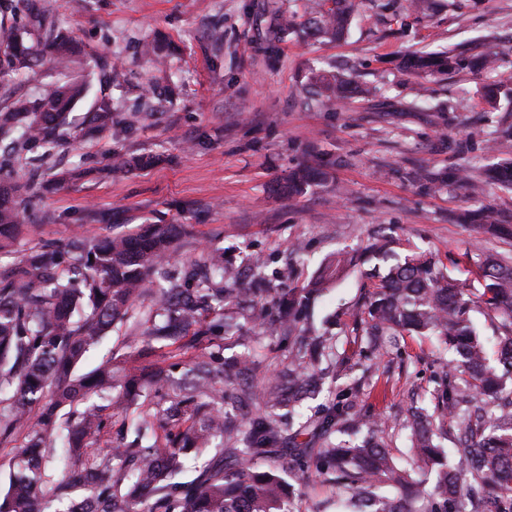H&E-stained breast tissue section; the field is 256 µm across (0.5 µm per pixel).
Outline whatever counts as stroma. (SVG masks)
Masks as SVG:
<instances>
[{
	"label": "stroma",
	"instance_id": "stroma-1",
	"mask_svg": "<svg viewBox=\"0 0 512 512\" xmlns=\"http://www.w3.org/2000/svg\"><path fill=\"white\" fill-rule=\"evenodd\" d=\"M269 0H47L54 28L78 41L80 63L69 73L41 65L0 78V107L33 98L48 83L83 80L87 96L69 114L80 128L97 97L116 107L111 134L73 136L52 155L28 145L50 173L74 169L81 177L53 190L27 194V229L0 267L30 248L65 242L75 231L104 236L139 224H184L165 275L140 300L153 304L156 288L173 279L195 287L188 262L219 249L234 265L264 255L271 288L291 287L283 277L295 262L305 279L336 250L362 248L381 230L440 259L473 246L510 254L512 243L478 233L453 219L471 205L467 184L430 189L418 169L465 168L478 174L497 156L493 131L512 124V107L490 110L485 72L463 71L430 81L444 112L408 111L412 84L396 67L398 57L459 43L479 42L497 52L512 71V0H428L425 12L408 0H362L345 39L287 37L274 56L262 45L270 21ZM158 36L170 56L158 71L140 57L139 45ZM347 65L375 95L325 105L305 89L310 67ZM152 156L133 173H110L113 152ZM328 162L327 179L288 198L272 183L305 163L310 153ZM363 280L349 273L330 285L316 304L314 323L325 328L336 313L351 311ZM137 366L163 364L161 351L144 353L109 333L82 362L89 371L111 355ZM436 340H407L403 356L383 354L375 373L382 384L368 403L386 426L393 454L405 457L409 442L403 411L412 393L430 387L439 369Z\"/></svg>",
	"mask_w": 512,
	"mask_h": 512
}]
</instances>
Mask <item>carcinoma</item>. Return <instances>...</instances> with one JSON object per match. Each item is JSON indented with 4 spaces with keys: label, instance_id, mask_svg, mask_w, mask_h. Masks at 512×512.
Returning <instances> with one entry per match:
<instances>
[{
    "label": "carcinoma",
    "instance_id": "obj_1",
    "mask_svg": "<svg viewBox=\"0 0 512 512\" xmlns=\"http://www.w3.org/2000/svg\"><path fill=\"white\" fill-rule=\"evenodd\" d=\"M355 0H306L304 10L272 12L267 50L285 35L313 32L340 38L355 12ZM167 45L153 39L141 55L155 61ZM77 48L53 30L32 46L24 33L0 20V75L19 73L44 60L66 71ZM479 44L419 51L401 59L400 70L423 81L465 69L500 76L488 90L512 104V73ZM309 88L331 103L348 104L366 94L351 77L316 72ZM89 85L49 86L34 100L0 109V253L23 234V200L11 182L12 162L29 143L45 152L60 142L69 110ZM112 99L101 97L89 126L112 130ZM152 158L112 154V169L148 167ZM315 160L288 172L277 191L303 194L324 177ZM473 196L496 185L512 192V161L471 178ZM493 237H511L512 222L480 203L458 215ZM183 228L140 224L132 232L88 239L75 236L67 249L45 243L0 272V443L24 435L0 491V512H45L53 501L72 500L85 487V512H321L294 490L293 482L314 473L335 490L336 512H512V258L465 252L445 266L433 254L394 250L396 239L379 231L360 251H340L319 273L281 290L273 302L263 262L244 259L253 275L250 303L243 305L237 274L224 254L209 250L193 261L196 288L172 283L129 320L151 275L164 269ZM359 270L367 280L360 304L336 332H316L311 311L325 286ZM482 314L498 338V365L489 361V339L473 313ZM251 326L242 333L241 322ZM128 340L159 345L169 368L187 369L182 381L163 380L152 367L111 359L88 373L78 365L118 326ZM288 341L286 366L248 384L267 336ZM408 338L436 339L447 355L433 377L428 402L408 409L409 455L400 464L370 409L371 374L338 388L335 402L302 419V402L340 379L358 363L342 348L354 344L376 353L398 351ZM244 346L224 359L223 343ZM118 416L123 434L99 448L105 417ZM363 434L356 442L339 435ZM228 436L224 454L206 461L191 481L178 477L189 453L203 456ZM66 443L67 463L58 479L45 473L52 441ZM451 441L447 456L437 440Z\"/></svg>",
    "mask_w": 512,
    "mask_h": 512
}]
</instances>
